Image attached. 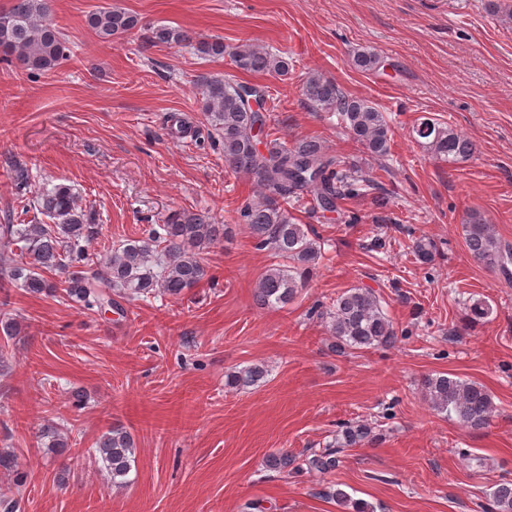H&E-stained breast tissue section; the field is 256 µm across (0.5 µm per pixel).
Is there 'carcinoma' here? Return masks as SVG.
Returning a JSON list of instances; mask_svg holds the SVG:
<instances>
[{
  "label": "carcinoma",
  "mask_w": 512,
  "mask_h": 512,
  "mask_svg": "<svg viewBox=\"0 0 512 512\" xmlns=\"http://www.w3.org/2000/svg\"><path fill=\"white\" fill-rule=\"evenodd\" d=\"M52 0H15L0 12V59L16 60L31 73L53 69L69 54L65 35L52 20ZM141 19L119 7L96 9L86 16L87 27L102 42H110L129 33ZM153 38L164 44L196 43L197 51L210 58L224 57V42L195 39L194 34L175 27L152 29ZM238 71L285 76L289 63L281 55L252 44H242L229 52ZM361 70L374 71L383 60L374 50L362 49L353 57ZM201 111L216 131L224 150V165L256 183L261 193L246 200L237 209L241 224L257 249H269L288 260V265H273L261 275L255 292L259 305L284 307L303 288L310 268L322 258L316 229L300 224L288 210V203L306 195L313 208L334 211L344 200L369 201L376 209L388 204L387 193L372 176L350 161L326 153L315 140L299 139L291 145L274 140L261 142L255 125L265 126L266 116L253 112L247 97H265V91L243 82L233 74L200 79ZM304 95L315 107L336 115L338 124L363 149L376 157H385L390 149V127L386 115L372 102L344 94L336 83L318 73L304 82ZM414 138L437 159L445 162L467 160L477 151L476 142L462 132L432 118L413 125ZM18 200L29 194L30 176L26 168L14 165ZM33 206L48 218L42 224H0V244L19 246L20 259H4L12 280L31 293L52 294L63 286L65 295L86 310L116 306L117 299L130 295L143 297L178 296L195 287L207 276L200 251L224 237V225L213 224L203 213L179 211L164 224H152L144 236L129 239L105 261L106 273L99 276L89 267L86 243L95 234L93 214L79 204V198L66 184H56L34 196ZM465 246L470 256L488 268L509 275L512 250L502 245L491 225L472 215L462 225ZM436 248L425 238L415 242L417 259L429 264ZM58 271L64 281L57 284L45 273ZM489 307L476 301L467 306L470 326L483 321ZM320 316L328 319L331 336L339 352L375 346H392L397 331L385 313L381 296L371 288L351 287L322 307ZM266 374L261 364H251L227 375L225 385L241 390L256 385ZM422 387L439 412L455 415L468 430L486 428L495 412L488 391L477 382L452 375L438 374L423 380ZM371 436L367 424L343 423L334 444L321 453L304 459L306 466L320 472L330 471L339 462L337 454L360 445ZM96 459L112 475V485L123 488L135 461V445L127 432L112 429L96 441ZM346 512H367V505L354 500L345 491L329 492ZM488 512H512V482H502L489 493Z\"/></svg>",
  "instance_id": "1"
}]
</instances>
